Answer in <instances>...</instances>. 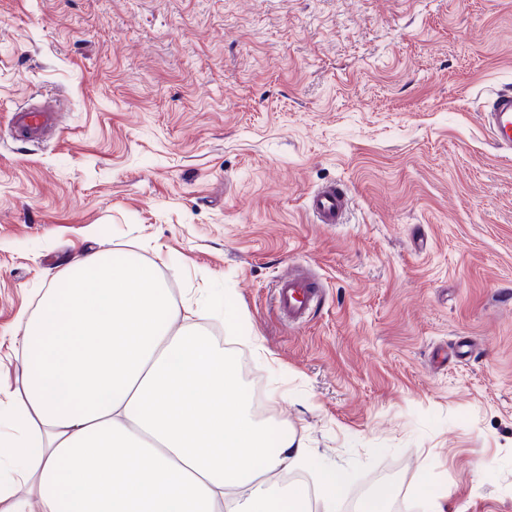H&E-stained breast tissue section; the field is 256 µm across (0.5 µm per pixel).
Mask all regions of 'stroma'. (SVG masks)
I'll return each mask as SVG.
<instances>
[{"mask_svg":"<svg viewBox=\"0 0 512 512\" xmlns=\"http://www.w3.org/2000/svg\"><path fill=\"white\" fill-rule=\"evenodd\" d=\"M507 88L512 0H0V332L107 244L209 296L301 483L348 470L339 512L381 485L391 512H512V154L480 116ZM49 95V137L11 139ZM336 180L346 223L313 222ZM297 264L324 295L291 326ZM21 385L0 347L2 443Z\"/></svg>","mask_w":512,"mask_h":512,"instance_id":"obj_1","label":"stroma"}]
</instances>
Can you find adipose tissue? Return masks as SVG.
I'll use <instances>...</instances> for the list:
<instances>
[{
	"mask_svg": "<svg viewBox=\"0 0 512 512\" xmlns=\"http://www.w3.org/2000/svg\"><path fill=\"white\" fill-rule=\"evenodd\" d=\"M24 398L0 512H306L269 478L306 463L271 439L238 365L182 320L153 266L90 252L28 318Z\"/></svg>",
	"mask_w": 512,
	"mask_h": 512,
	"instance_id": "ef3b65f1",
	"label": "adipose tissue"
}]
</instances>
